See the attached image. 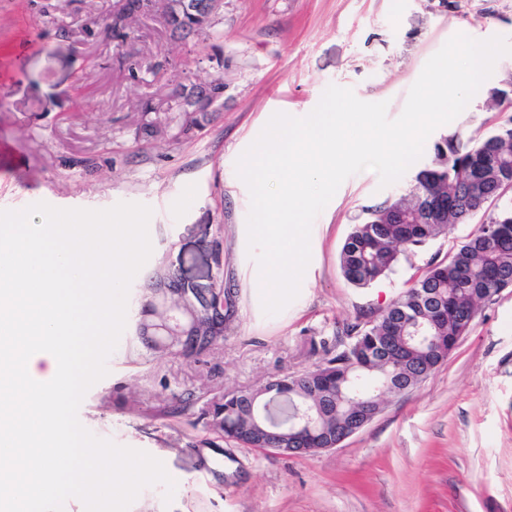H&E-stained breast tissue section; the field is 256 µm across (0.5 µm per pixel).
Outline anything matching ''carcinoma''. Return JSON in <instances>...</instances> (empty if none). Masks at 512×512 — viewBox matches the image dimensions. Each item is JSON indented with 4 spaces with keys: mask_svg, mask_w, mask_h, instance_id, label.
Wrapping results in <instances>:
<instances>
[{
    "mask_svg": "<svg viewBox=\"0 0 512 512\" xmlns=\"http://www.w3.org/2000/svg\"><path fill=\"white\" fill-rule=\"evenodd\" d=\"M174 41L204 42L214 35V18L203 27L173 19L167 22ZM207 113L190 120L172 116L146 101L141 104L137 130L146 136L176 126L191 138ZM495 156L497 166L486 167L482 158ZM512 184V127L496 129L472 142L460 137L437 148L432 158L413 177L406 193L362 209L340 253L345 279L366 287L395 271L406 253L445 234L448 226L487 213L478 229L449 256L431 260L414 283L391 303V308L372 312L361 321L344 325L336 346L321 341L324 357L313 367L276 379V389L250 406L247 390H227L213 395L198 419L213 434L249 448H326L338 433L352 432L358 402L352 390L365 395L415 379L421 383L435 372L457 340L467 335L479 304L489 294L512 287V199L488 210ZM434 207L433 219L422 220V208ZM170 276L164 261H156L143 285L148 301L135 321V335L150 342L153 351L173 349L198 360L224 345V334L207 327L198 314L178 296L158 295V285ZM212 300L224 302L227 315L236 305L224 288V273ZM420 314L434 323L436 343L426 348L406 344V324ZM195 403L186 399L166 408L169 417H185L194 426ZM275 421L283 437L273 440L266 425Z\"/></svg>",
    "mask_w": 512,
    "mask_h": 512,
    "instance_id": "obj_1",
    "label": "carcinoma"
}]
</instances>
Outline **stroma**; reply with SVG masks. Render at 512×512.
Listing matches in <instances>:
<instances>
[{"label": "stroma", "instance_id": "stroma-1", "mask_svg": "<svg viewBox=\"0 0 512 512\" xmlns=\"http://www.w3.org/2000/svg\"><path fill=\"white\" fill-rule=\"evenodd\" d=\"M120 0H0V209L37 202L153 210V258L190 277L205 268L206 234L224 238V282L237 293L224 346L204 361L155 353L123 332L109 373L86 393L80 423L95 436L162 459L177 486L144 488L130 512H512V287L479 311L470 332L428 379L339 447L286 456L246 448L161 417L174 397L200 399L301 372L312 340L385 308L434 258L450 254L483 215L449 227L359 288L340 252L362 207L405 193L411 174L381 186L347 178L314 220L311 261L287 311L257 319L239 270L238 226L250 194L236 161L274 113L309 114L332 84L398 118L425 63L453 35L512 42V0H223L217 37L174 42L159 15L136 17L117 45L100 25ZM154 69L131 71L128 57ZM224 79V104L191 139L137 135L144 101L177 84ZM494 69L466 109L433 131L479 140L503 116Z\"/></svg>", "mask_w": 512, "mask_h": 512}]
</instances>
